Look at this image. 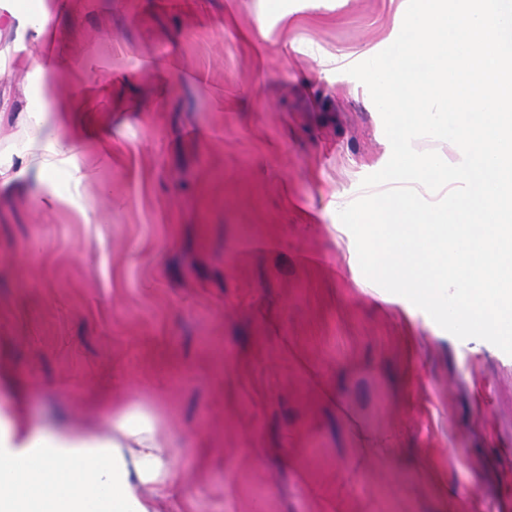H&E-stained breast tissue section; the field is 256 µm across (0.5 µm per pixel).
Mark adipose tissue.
Masks as SVG:
<instances>
[{"mask_svg": "<svg viewBox=\"0 0 512 512\" xmlns=\"http://www.w3.org/2000/svg\"><path fill=\"white\" fill-rule=\"evenodd\" d=\"M38 59L32 64L33 93L40 108L27 111L31 134L15 153L25 169L73 173L78 169L71 133L42 136L49 112L89 111L83 97L51 94L48 80L62 48L52 13L40 5ZM180 479L171 444L158 437L151 419L113 417L101 439L78 429L33 430L0 418V512H152L144 487L165 495Z\"/></svg>", "mask_w": 512, "mask_h": 512, "instance_id": "1", "label": "adipose tissue"}]
</instances>
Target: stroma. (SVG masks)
<instances>
[{"label": "stroma", "instance_id": "obj_1", "mask_svg": "<svg viewBox=\"0 0 512 512\" xmlns=\"http://www.w3.org/2000/svg\"><path fill=\"white\" fill-rule=\"evenodd\" d=\"M50 10L92 134L77 197L0 179V416L153 415L184 478L158 512H512V356L376 299L334 235L391 156L348 73L397 38L390 0ZM36 56L0 33L6 163ZM368 433L394 446L365 463Z\"/></svg>", "mask_w": 512, "mask_h": 512}]
</instances>
